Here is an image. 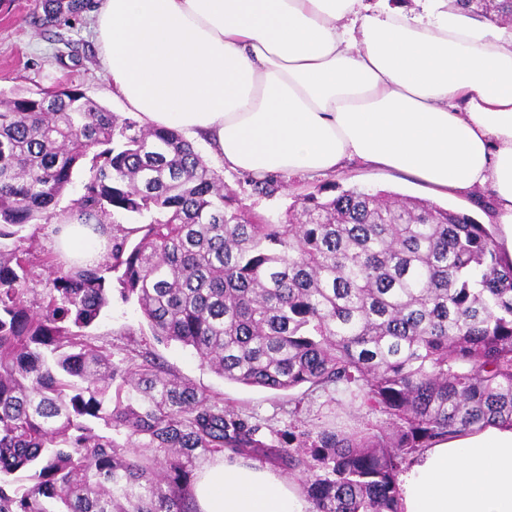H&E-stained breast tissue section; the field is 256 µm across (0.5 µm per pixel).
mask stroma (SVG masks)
<instances>
[{
	"mask_svg": "<svg viewBox=\"0 0 512 512\" xmlns=\"http://www.w3.org/2000/svg\"><path fill=\"white\" fill-rule=\"evenodd\" d=\"M41 14L39 0H0V90L24 92L70 86L80 89L86 97L116 115L127 116L124 104L109 91L91 13L83 12L69 23L54 26L42 25ZM328 180L343 188L384 190L425 200L430 197L427 186L411 176L360 162L348 164L329 175ZM316 185L313 179L293 178L275 197L245 195L244 201L256 213L277 219L284 216L295 197L312 191ZM90 332L118 345L131 337L147 340L149 349L159 355L169 369L190 378L251 423L259 425V436L266 441L297 420L309 429L336 425L347 431L367 423L380 426L387 421L385 415L366 413L357 402L337 395L335 389L305 386L300 389L304 396L303 412L301 416H294L291 392L224 380L202 366L193 349L174 341L160 343L148 339L147 322L132 301L125 303L113 298Z\"/></svg>",
	"mask_w": 512,
	"mask_h": 512,
	"instance_id": "stroma-1",
	"label": "stroma"
}]
</instances>
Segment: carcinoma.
Instances as JSON below:
<instances>
[{
    "label": "carcinoma",
    "mask_w": 512,
    "mask_h": 512,
    "mask_svg": "<svg viewBox=\"0 0 512 512\" xmlns=\"http://www.w3.org/2000/svg\"><path fill=\"white\" fill-rule=\"evenodd\" d=\"M503 25L512 0H453ZM46 22L84 0H40ZM88 167L69 218L109 234L93 264L35 256L26 226ZM255 195L277 175L249 178ZM45 288H30L36 266ZM158 341L227 380L336 390L388 426H319L270 443L224 401L127 343L85 332L112 291ZM512 425V263L468 214L320 186L286 220L224 190L176 129L77 89L0 91V512H196L201 457L300 476L310 512H399L398 475L437 440Z\"/></svg>",
    "instance_id": "1"
}]
</instances>
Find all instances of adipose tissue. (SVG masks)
Returning <instances> with one entry per match:
<instances>
[{
	"label": "adipose tissue",
	"instance_id": "obj_1",
	"mask_svg": "<svg viewBox=\"0 0 512 512\" xmlns=\"http://www.w3.org/2000/svg\"><path fill=\"white\" fill-rule=\"evenodd\" d=\"M94 19L112 94L145 124L255 177L359 160L487 191L512 262V28L448 0H98ZM398 482L401 512H512V426L440 440ZM191 493L196 512L310 510L299 484L228 456Z\"/></svg>",
	"mask_w": 512,
	"mask_h": 512
}]
</instances>
